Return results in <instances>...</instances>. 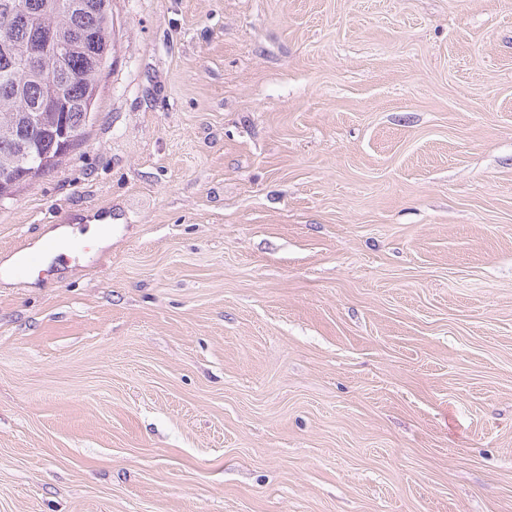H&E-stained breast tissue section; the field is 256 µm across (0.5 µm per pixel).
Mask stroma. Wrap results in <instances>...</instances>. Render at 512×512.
Here are the masks:
<instances>
[{
	"instance_id": "35a3bbf8",
	"label": "stroma",
	"mask_w": 512,
	"mask_h": 512,
	"mask_svg": "<svg viewBox=\"0 0 512 512\" xmlns=\"http://www.w3.org/2000/svg\"><path fill=\"white\" fill-rule=\"evenodd\" d=\"M0 201V512H512V0H112ZM18 265L14 268L15 271L21 273L26 271H37L39 274L50 276L52 272V265H49L46 269L45 263L42 261L41 256L37 253L30 252L28 249L23 248L17 252Z\"/></svg>"
}]
</instances>
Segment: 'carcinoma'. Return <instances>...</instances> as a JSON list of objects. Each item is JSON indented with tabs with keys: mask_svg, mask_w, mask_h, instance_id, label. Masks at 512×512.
<instances>
[{
	"mask_svg": "<svg viewBox=\"0 0 512 512\" xmlns=\"http://www.w3.org/2000/svg\"><path fill=\"white\" fill-rule=\"evenodd\" d=\"M22 4L16 14L8 5ZM112 0H0V201L22 183L23 151L33 153L30 182L60 167L75 145L63 132L95 119L99 84L112 56ZM51 29L66 41L50 66L30 59L34 34Z\"/></svg>",
	"mask_w": 512,
	"mask_h": 512,
	"instance_id": "obj_1",
	"label": "carcinoma"
}]
</instances>
